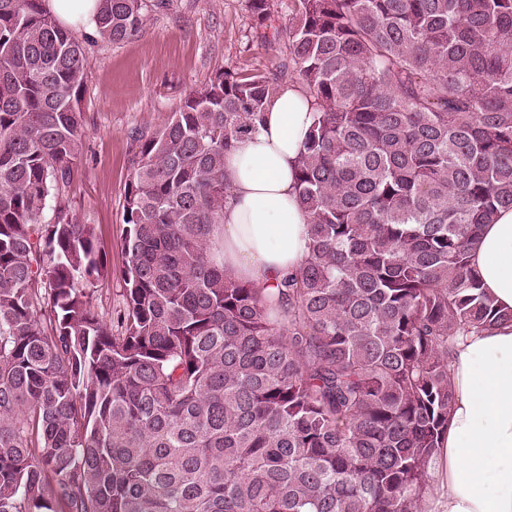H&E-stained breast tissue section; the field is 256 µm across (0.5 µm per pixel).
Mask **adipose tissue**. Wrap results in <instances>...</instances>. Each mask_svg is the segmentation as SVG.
Listing matches in <instances>:
<instances>
[{
    "mask_svg": "<svg viewBox=\"0 0 512 512\" xmlns=\"http://www.w3.org/2000/svg\"><path fill=\"white\" fill-rule=\"evenodd\" d=\"M311 117L307 94L289 85L224 157V273L269 293L308 252L296 173ZM470 265L495 306L512 310V209L483 225ZM448 372L453 402L427 502L439 512H512V322L458 337Z\"/></svg>",
    "mask_w": 512,
    "mask_h": 512,
    "instance_id": "1",
    "label": "adipose tissue"
}]
</instances>
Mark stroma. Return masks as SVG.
I'll use <instances>...</instances> for the list:
<instances>
[{"instance_id":"35a3bbf8","label":"stroma","mask_w":512,"mask_h":512,"mask_svg":"<svg viewBox=\"0 0 512 512\" xmlns=\"http://www.w3.org/2000/svg\"><path fill=\"white\" fill-rule=\"evenodd\" d=\"M246 0H164L143 33L115 44L81 33L86 82L80 108L85 131L64 204L93 225L112 265L95 307L110 326L125 309L119 276L124 186L137 150L134 131L162 127L189 94L217 74L271 70L277 53L251 28Z\"/></svg>"}]
</instances>
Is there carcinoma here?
Instances as JSON below:
<instances>
[{
	"label": "carcinoma",
	"mask_w": 512,
	"mask_h": 512,
	"mask_svg": "<svg viewBox=\"0 0 512 512\" xmlns=\"http://www.w3.org/2000/svg\"><path fill=\"white\" fill-rule=\"evenodd\" d=\"M246 2L277 66L135 137L114 335L95 229L40 222L82 151V42L0 0V512H419L448 354L512 320L469 263L512 208V0ZM146 10L97 0V31ZM298 80L309 250L267 294L224 275V156Z\"/></svg>",
	"instance_id": "carcinoma-1"
}]
</instances>
